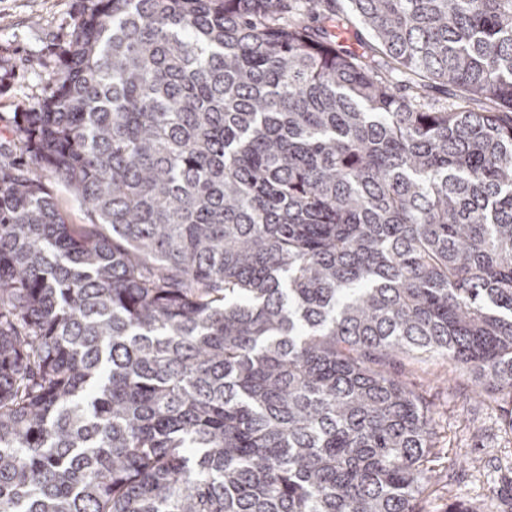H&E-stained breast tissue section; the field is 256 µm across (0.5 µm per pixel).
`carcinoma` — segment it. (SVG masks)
Listing matches in <instances>:
<instances>
[{
    "instance_id": "obj_1",
    "label": "carcinoma",
    "mask_w": 512,
    "mask_h": 512,
    "mask_svg": "<svg viewBox=\"0 0 512 512\" xmlns=\"http://www.w3.org/2000/svg\"><path fill=\"white\" fill-rule=\"evenodd\" d=\"M296 2L86 0L0 162V512H416L390 362L512 403V0ZM42 181L47 189L55 195L68 224L90 223L85 207L75 199L69 188L57 175L50 171H43Z\"/></svg>"
}]
</instances>
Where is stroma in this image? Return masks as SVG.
Wrapping results in <instances>:
<instances>
[{"instance_id":"35a3bbf8","label":"stroma","mask_w":512,"mask_h":512,"mask_svg":"<svg viewBox=\"0 0 512 512\" xmlns=\"http://www.w3.org/2000/svg\"><path fill=\"white\" fill-rule=\"evenodd\" d=\"M84 0H0V148L25 154L14 134L17 115L41 102L49 74L59 72L62 52ZM395 376L422 394L436 413L443 438L442 488L425 494L421 512H489L490 487L512 489V429L499 403L479 397L470 377L442 359H404Z\"/></svg>"}]
</instances>
